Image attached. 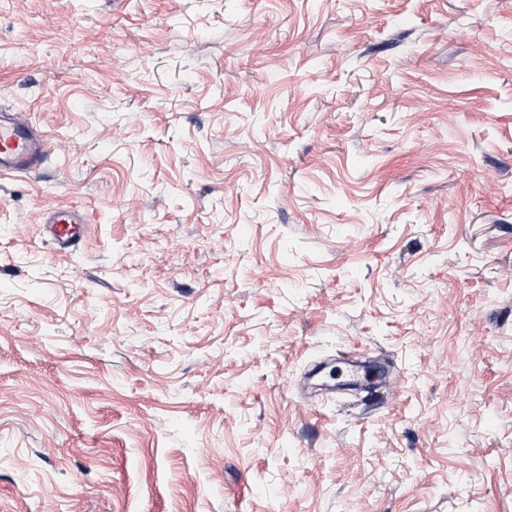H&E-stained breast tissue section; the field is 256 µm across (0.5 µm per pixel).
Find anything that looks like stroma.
I'll return each instance as SVG.
<instances>
[{"label":"stroma","mask_w":512,"mask_h":512,"mask_svg":"<svg viewBox=\"0 0 512 512\" xmlns=\"http://www.w3.org/2000/svg\"><path fill=\"white\" fill-rule=\"evenodd\" d=\"M1 105L0 512H512V0H0ZM51 144L30 113L0 107V176L26 174L49 156ZM86 223V218L78 207H58L42 225V234L61 248L67 249L80 238ZM393 372H390V369L387 367H383L381 370L376 371H368L363 376L356 375V379H354L351 383L339 385V387H331L328 390L336 392L346 390V386H354L360 390H367L372 388L377 382L382 380L390 379Z\"/></svg>","instance_id":"stroma-1"}]
</instances>
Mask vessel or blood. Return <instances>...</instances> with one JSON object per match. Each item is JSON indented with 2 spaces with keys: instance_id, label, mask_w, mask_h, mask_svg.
Masks as SVG:
<instances>
[{
  "instance_id": "vessel-or-blood-1",
  "label": "vessel or blood",
  "mask_w": 512,
  "mask_h": 512,
  "mask_svg": "<svg viewBox=\"0 0 512 512\" xmlns=\"http://www.w3.org/2000/svg\"><path fill=\"white\" fill-rule=\"evenodd\" d=\"M51 144L30 113L0 107V176L26 174L47 159ZM86 218L74 206L54 209L42 226L44 237L69 248L85 230Z\"/></svg>"
}]
</instances>
